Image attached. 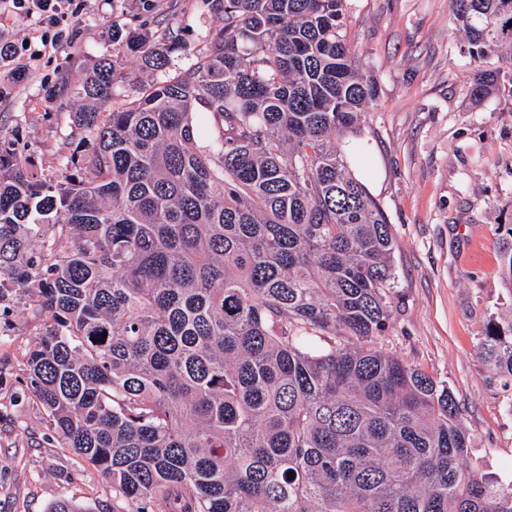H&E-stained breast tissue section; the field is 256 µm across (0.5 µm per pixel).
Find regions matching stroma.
<instances>
[{"label":"stroma","instance_id":"1","mask_svg":"<svg viewBox=\"0 0 512 512\" xmlns=\"http://www.w3.org/2000/svg\"><path fill=\"white\" fill-rule=\"evenodd\" d=\"M184 29L185 50L169 72L206 53L216 15L200 0H80L66 27L75 37L45 46L53 31L38 15L0 0V131L42 179L61 181V155L74 162L90 142L71 136L74 93L115 32L157 36ZM346 29L377 96L357 137L368 163L358 175L387 216L397 282L380 347L445 382L472 439L466 464L512 478V392L493 381L477 354L489 321L512 311L501 276L498 227L512 224V100L471 106L473 65L449 0H347ZM38 331L30 300L0 303V512H51L61 499L92 512H128L110 481L58 447L43 409L22 383Z\"/></svg>","mask_w":512,"mask_h":512}]
</instances>
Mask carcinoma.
I'll list each match as a JSON object with an SVG mask.
<instances>
[{"label": "carcinoma", "mask_w": 512, "mask_h": 512, "mask_svg": "<svg viewBox=\"0 0 512 512\" xmlns=\"http://www.w3.org/2000/svg\"><path fill=\"white\" fill-rule=\"evenodd\" d=\"M345 2L204 0L209 53L161 81L182 34L129 33L130 65L79 88L93 149L64 183L0 133V300L39 327L24 383L131 512H512V480L462 466L447 384L378 347L396 268L336 147L376 98ZM450 10L469 99L512 98V0ZM119 78L138 96L101 111ZM499 252L512 293V224ZM479 356L512 387V315Z\"/></svg>", "instance_id": "carcinoma-1"}]
</instances>
